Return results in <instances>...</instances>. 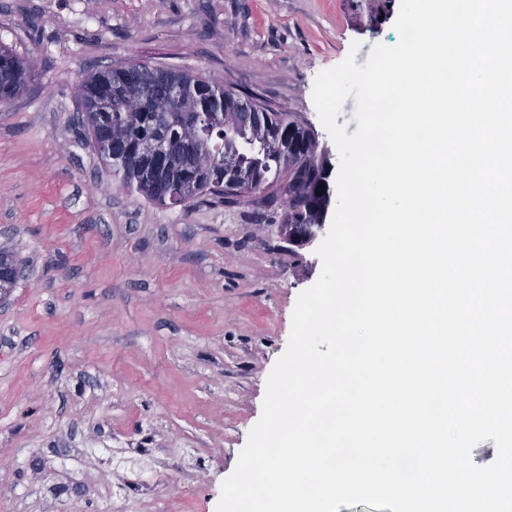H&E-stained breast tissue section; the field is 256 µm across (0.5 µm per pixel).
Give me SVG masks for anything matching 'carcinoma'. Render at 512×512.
<instances>
[{"instance_id": "carcinoma-1", "label": "carcinoma", "mask_w": 512, "mask_h": 512, "mask_svg": "<svg viewBox=\"0 0 512 512\" xmlns=\"http://www.w3.org/2000/svg\"><path fill=\"white\" fill-rule=\"evenodd\" d=\"M178 92L158 68L106 67L87 76L82 101L102 105L85 117L95 151L121 184L162 206L207 196L228 203L263 195L288 225V245L303 247L330 203L329 158L318 134L291 112H273L254 98L176 71ZM28 63L0 44V101L25 89ZM255 118L243 124L239 114ZM14 252L0 250V292L15 280L6 268Z\"/></svg>"}]
</instances>
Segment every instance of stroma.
Returning <instances> with one entry per match:
<instances>
[{
	"label": "stroma",
	"mask_w": 512,
	"mask_h": 512,
	"mask_svg": "<svg viewBox=\"0 0 512 512\" xmlns=\"http://www.w3.org/2000/svg\"><path fill=\"white\" fill-rule=\"evenodd\" d=\"M399 7L0 0V44L32 64L0 103V242L25 265L0 302V512H104L113 490L121 512H216L322 269L315 246L257 232L276 218L258 199L158 206L122 188L78 122L79 82L132 59L183 69L295 113L333 155L315 78L351 45L361 66L396 44ZM103 446L121 464L82 454Z\"/></svg>",
	"instance_id": "stroma-1"
}]
</instances>
